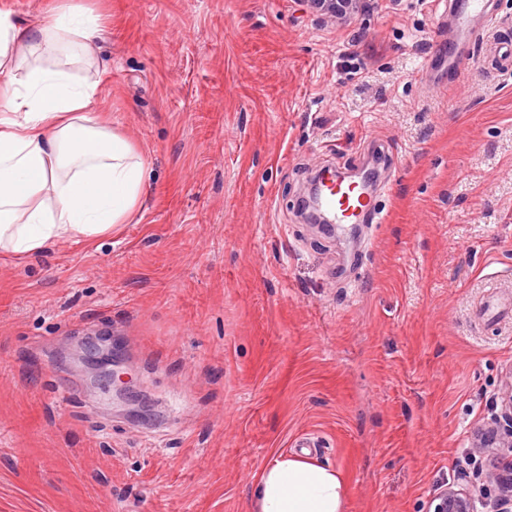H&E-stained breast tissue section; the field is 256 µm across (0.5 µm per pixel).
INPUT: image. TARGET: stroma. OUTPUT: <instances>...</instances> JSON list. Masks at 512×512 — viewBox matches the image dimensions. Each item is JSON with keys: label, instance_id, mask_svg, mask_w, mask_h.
Wrapping results in <instances>:
<instances>
[{"label": "stroma", "instance_id": "1", "mask_svg": "<svg viewBox=\"0 0 512 512\" xmlns=\"http://www.w3.org/2000/svg\"><path fill=\"white\" fill-rule=\"evenodd\" d=\"M104 26L99 109L148 167L94 244L0 256V512H252L261 467L316 441L343 512H426L457 483L512 376V72L476 48L423 73L446 18L380 0H71ZM379 163L385 223L354 256L304 224L309 177ZM111 334L156 419L91 388L78 344ZM482 317L492 319L498 323L512 321V295L506 292H495L488 295L481 302Z\"/></svg>", "mask_w": 512, "mask_h": 512}]
</instances>
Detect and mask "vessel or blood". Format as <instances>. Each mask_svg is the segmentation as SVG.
I'll return each mask as SVG.
<instances>
[{"instance_id": "b4317fda", "label": "vessel or blood", "mask_w": 512, "mask_h": 512, "mask_svg": "<svg viewBox=\"0 0 512 512\" xmlns=\"http://www.w3.org/2000/svg\"><path fill=\"white\" fill-rule=\"evenodd\" d=\"M443 12L448 17L450 37L442 43L444 52L454 59L455 72H462L464 60L478 39L492 37L512 21L491 11L488 0H445ZM321 206L337 224H358L365 220L383 222L384 215L376 202L363 196L345 182L330 181L321 195ZM483 317L500 323L512 321V295L495 292L481 303Z\"/></svg>"}]
</instances>
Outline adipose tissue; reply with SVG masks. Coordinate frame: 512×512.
Returning a JSON list of instances; mask_svg holds the SVG:
<instances>
[{"mask_svg": "<svg viewBox=\"0 0 512 512\" xmlns=\"http://www.w3.org/2000/svg\"><path fill=\"white\" fill-rule=\"evenodd\" d=\"M100 30L92 11L64 2L29 26L0 9L1 253L93 242L138 205L143 157L100 119L98 82L75 81L56 62L69 49L94 57ZM348 492L335 467L287 453L261 468L254 512H343Z\"/></svg>", "mask_w": 512, "mask_h": 512, "instance_id": "ef3b65f1", "label": "adipose tissue"}]
</instances>
